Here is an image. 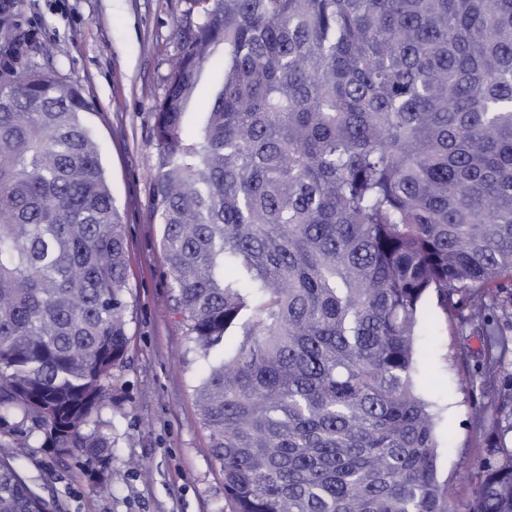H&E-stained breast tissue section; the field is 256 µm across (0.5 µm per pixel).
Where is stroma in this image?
Segmentation results:
<instances>
[{
    "label": "stroma",
    "instance_id": "obj_1",
    "mask_svg": "<svg viewBox=\"0 0 512 512\" xmlns=\"http://www.w3.org/2000/svg\"><path fill=\"white\" fill-rule=\"evenodd\" d=\"M198 20L188 0H25L29 40L53 49L32 64L57 68L94 104L84 120L102 145L129 245L130 342L99 424L112 441L111 456L92 463L77 451L58 455L21 417L0 421V457L13 458L50 512L231 510L192 397L203 362L188 351L183 319L169 299L160 226L151 215L152 105L166 89L180 37ZM420 345L418 381L451 434L439 470L453 512H469L483 457L476 415L492 414L494 403L475 378L485 339L452 326L441 336L423 334Z\"/></svg>",
    "mask_w": 512,
    "mask_h": 512
}]
</instances>
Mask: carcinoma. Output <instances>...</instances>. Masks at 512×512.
<instances>
[{
    "label": "carcinoma",
    "instance_id": "1",
    "mask_svg": "<svg viewBox=\"0 0 512 512\" xmlns=\"http://www.w3.org/2000/svg\"><path fill=\"white\" fill-rule=\"evenodd\" d=\"M151 201L232 512H451L428 304L491 336L470 512H512V0H189ZM0 0V421L111 455L128 239L93 104ZM204 121L186 132L205 68ZM0 512H49L0 459Z\"/></svg>",
    "mask_w": 512,
    "mask_h": 512
}]
</instances>
